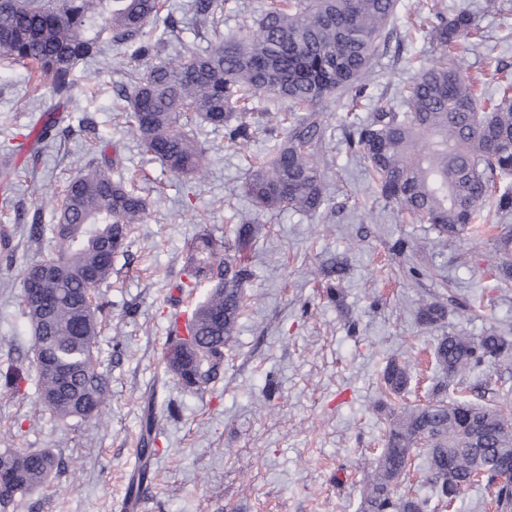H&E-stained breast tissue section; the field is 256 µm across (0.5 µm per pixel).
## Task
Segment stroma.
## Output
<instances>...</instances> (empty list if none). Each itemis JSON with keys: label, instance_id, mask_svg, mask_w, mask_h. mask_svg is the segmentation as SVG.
I'll return each instance as SVG.
<instances>
[{"label": "stroma", "instance_id": "obj_1", "mask_svg": "<svg viewBox=\"0 0 512 512\" xmlns=\"http://www.w3.org/2000/svg\"><path fill=\"white\" fill-rule=\"evenodd\" d=\"M188 2L166 0L173 26L141 67L186 49L208 50L264 5L221 0L202 18ZM426 2L399 0L388 49L364 78L363 111L379 103L401 107L403 86L437 57L407 22L408 14H427ZM439 7L478 17L482 39L462 66L484 96H494L496 75L512 78V0H440ZM132 64L116 44L80 63L76 111L22 152L19 144L51 101V85L32 87L27 69L0 54V156L13 147L20 170L0 203V234L10 239L0 248V370L30 352L22 274L52 251L49 238L31 227L54 223L67 182L108 157L112 175L147 204L97 292L104 313L95 356L111 373L103 422L62 421L37 410L34 385L21 395L0 387V448L49 450L65 464L16 512H126L148 392L156 395L158 432L137 512H358L363 464L380 454L386 423L399 408L380 385L388 361L413 360L410 403L437 392L450 402L485 404L512 391V360L484 368L460 391L435 370L433 357L451 333L477 337L494 329L512 337V281L491 276L504 260L497 239L512 233V213L492 217L483 234L445 239L386 204L346 145L342 119L353 96L346 90L315 105L332 132L321 157L328 176L321 213L255 215L243 184L250 156L265 152L267 133L257 132L244 154L228 147L223 129L202 127L205 177L173 176L141 150L127 125L119 90ZM251 216L259 222L252 279L224 365L203 391L184 390L166 361L169 320L178 298L194 308L209 290H180L187 245L200 234L234 238ZM440 296L448 300L445 318L419 323L420 304Z\"/></svg>", "mask_w": 512, "mask_h": 512}]
</instances>
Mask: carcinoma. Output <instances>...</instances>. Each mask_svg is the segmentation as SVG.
Wrapping results in <instances>:
<instances>
[{"label": "carcinoma", "instance_id": "obj_1", "mask_svg": "<svg viewBox=\"0 0 512 512\" xmlns=\"http://www.w3.org/2000/svg\"><path fill=\"white\" fill-rule=\"evenodd\" d=\"M396 8L397 0H273L242 36L230 35L202 53L162 59L144 72L130 71L124 97L131 132L169 171L199 177L206 151L183 123L185 113L224 128L227 142L243 149L253 135L245 116L255 103L286 98L295 111L284 137L273 138L251 164L245 193L260 214H316L326 201L319 155L329 126L309 107L368 71L388 43L385 30ZM163 10L162 0H0V51L26 65L37 80L50 79L55 103L47 111H74L73 73L80 61L106 40L128 46L134 59L145 56L153 45L138 37L150 25L170 27L171 16H162ZM478 30L467 10L450 17L436 13L429 36L442 54L404 87L402 107L380 105L344 126L348 147L366 163L381 197L441 237L479 231L491 191L499 212L512 211V81L503 82L498 97L482 109L462 66L448 61V49ZM145 211L144 199L90 164L65 187L51 226L54 251L23 272L26 277L41 267L60 269L39 281L51 299L49 311L32 305L25 290L20 301L34 337L38 403L60 420H97L107 404L110 378L94 355L100 305L89 295L112 277L114 257ZM499 243L510 257L494 274L503 282L512 279V236ZM253 246L250 228L238 233L232 251L205 234L191 244L183 287H212L190 315L188 335L167 353L171 372L186 388L200 389L223 362L251 278ZM87 272L95 275L91 287L83 282ZM444 313L445 304L434 301L420 308L419 321L433 325ZM433 355L448 382L460 385L476 368L511 357L512 340L494 331L478 337L450 333ZM412 368L409 360L387 364V394L405 392ZM154 422V402L147 397L141 432L148 442ZM420 448L440 500L451 504L461 489L483 484L493 491L497 512H512V473L500 468L512 449L508 403L436 398L405 406L389 419L385 448L367 472L359 512H426L425 501L395 496ZM151 453L141 449L144 463L130 482V498L142 491ZM59 466L48 450L1 451L0 512H14Z\"/></svg>", "mask_w": 512, "mask_h": 512}]
</instances>
